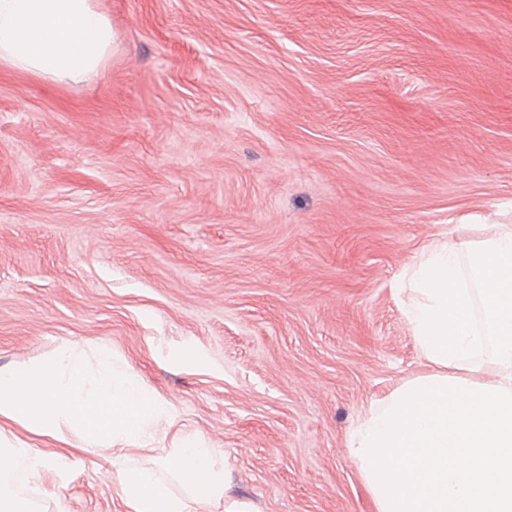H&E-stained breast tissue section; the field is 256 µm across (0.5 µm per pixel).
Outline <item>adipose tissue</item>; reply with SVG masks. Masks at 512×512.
I'll return each mask as SVG.
<instances>
[{
    "label": "adipose tissue",
    "instance_id": "ef3b65f1",
    "mask_svg": "<svg viewBox=\"0 0 512 512\" xmlns=\"http://www.w3.org/2000/svg\"><path fill=\"white\" fill-rule=\"evenodd\" d=\"M115 35L99 0H0V66L59 83L97 72ZM401 279L408 322L429 373L369 407L347 453L375 512H512V226L484 238L437 241ZM0 416L56 440L74 435L91 455L111 451L132 512H251L224 495L225 473L202 438L154 447V467L127 466L130 447L167 424L168 402L96 351L94 375L65 345L39 364L0 372ZM24 460L32 478L54 461L0 435V512H30L8 477ZM164 468L184 488L160 479Z\"/></svg>",
    "mask_w": 512,
    "mask_h": 512
}]
</instances>
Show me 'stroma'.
I'll return each mask as SVG.
<instances>
[{"mask_svg":"<svg viewBox=\"0 0 512 512\" xmlns=\"http://www.w3.org/2000/svg\"><path fill=\"white\" fill-rule=\"evenodd\" d=\"M65 84L0 68V371L64 345L170 405L253 512H374L347 454L428 372L398 293L444 237L512 225V0H103ZM36 512H131L103 459Z\"/></svg>","mask_w":512,"mask_h":512,"instance_id":"1","label":"stroma"}]
</instances>
